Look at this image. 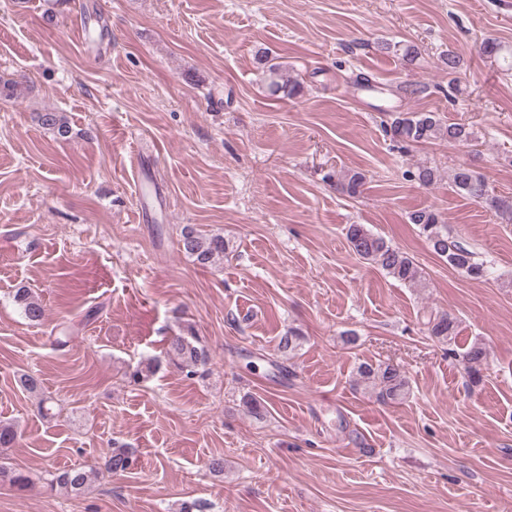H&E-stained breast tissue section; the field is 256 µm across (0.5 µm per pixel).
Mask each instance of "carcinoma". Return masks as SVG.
<instances>
[{"instance_id": "obj_1", "label": "carcinoma", "mask_w": 512, "mask_h": 512, "mask_svg": "<svg viewBox=\"0 0 512 512\" xmlns=\"http://www.w3.org/2000/svg\"><path fill=\"white\" fill-rule=\"evenodd\" d=\"M258 64L266 68L268 89L271 95L283 94L294 97L301 91L300 82L283 77L280 66L268 63L267 57L258 58ZM41 127L55 137L67 139L71 128L60 112H42L38 116ZM393 141L405 150L414 145L429 143L440 139L448 142L467 144L474 139L471 128L461 123H445L435 112H404L395 115L389 125ZM409 177L423 186L432 185L438 178L437 169L420 165L409 173ZM365 177L356 172L336 177V189L354 196L361 192ZM450 184L454 190L470 199L480 202L494 212L502 221L512 223V199L489 194L485 180L481 175L468 168H457L450 175ZM409 223L416 225L429 241L433 251L448 262L454 269L474 278H481L488 271V264L479 259L477 252L469 248L457 237L450 235L448 225L444 224L440 214L429 207L412 211ZM349 248L360 259L378 267L397 281L408 285L421 282L422 272L414 260L406 253L389 245L382 237L374 234L363 224H351L346 230ZM183 252L197 263L208 266L224 259L228 245L220 235H204L194 230L184 231L181 239ZM15 302L24 317L31 323H41L46 315L42 301L34 296L30 289L19 288L14 294ZM430 336L438 341L450 344L457 335V319L448 312H442L428 322ZM301 345V335L288 330L280 337L279 351L288 356ZM487 359L484 344L473 343L462 355L472 382L479 381V368ZM210 354L195 329L187 325L179 334L169 338L164 359L146 358L135 367L131 374L133 381L140 383L154 377L162 364L174 365L188 374L194 375L206 368ZM359 377L368 387L376 391L381 400H397L409 392L406 376L400 368L391 364H364L359 368ZM18 437L17 426L13 422H0V448L12 447ZM136 463L134 451L124 445H114L100 458L99 468L112 475H122L131 470ZM96 469L85 466H73L62 471L50 473V485H56L80 496L88 489Z\"/></svg>"}]
</instances>
